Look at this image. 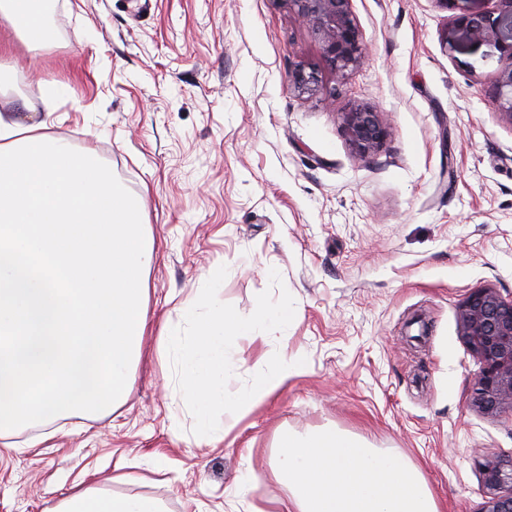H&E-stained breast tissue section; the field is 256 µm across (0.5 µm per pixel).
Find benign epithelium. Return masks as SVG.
<instances>
[{
    "label": "benign epithelium",
    "instance_id": "obj_1",
    "mask_svg": "<svg viewBox=\"0 0 512 512\" xmlns=\"http://www.w3.org/2000/svg\"><path fill=\"white\" fill-rule=\"evenodd\" d=\"M496 16H461L456 23L465 38L493 44L512 58V0H500ZM301 20L315 35L326 66L342 78L363 61L362 35L351 0H289ZM297 96L312 97L322 90L318 72L300 65L290 78ZM493 93L501 113L512 121V64L500 69ZM349 145L355 156L377 154L389 137L380 112L367 104H353L342 113ZM461 336L479 359L481 370L473 384L472 404L486 414L512 412V300L494 289L472 292L459 311ZM482 478L492 491L481 512H512V459L487 460Z\"/></svg>",
    "mask_w": 512,
    "mask_h": 512
}]
</instances>
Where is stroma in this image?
I'll return each mask as SVG.
<instances>
[{"instance_id": "obj_1", "label": "stroma", "mask_w": 512, "mask_h": 512, "mask_svg": "<svg viewBox=\"0 0 512 512\" xmlns=\"http://www.w3.org/2000/svg\"><path fill=\"white\" fill-rule=\"evenodd\" d=\"M53 5L46 51L0 25L10 96L140 198L149 325L126 403L0 438V512H47L79 483L164 512H282L278 436L328 425L413 463L439 512H481L480 466L512 458V415L473 406L458 315L478 289L512 298V123L492 93L507 57L454 20L499 0H352L365 58L342 79L289 0ZM300 64L320 68L317 96L290 90ZM355 102L390 130L366 161L342 123ZM222 265L217 296L241 315L273 268L295 300L285 330L235 341L229 390L276 353L301 367L207 444L160 335ZM119 465L133 481L112 482Z\"/></svg>"}]
</instances>
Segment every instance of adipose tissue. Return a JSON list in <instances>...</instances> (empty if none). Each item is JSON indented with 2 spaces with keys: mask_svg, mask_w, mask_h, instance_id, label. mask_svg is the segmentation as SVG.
<instances>
[{
  "mask_svg": "<svg viewBox=\"0 0 512 512\" xmlns=\"http://www.w3.org/2000/svg\"><path fill=\"white\" fill-rule=\"evenodd\" d=\"M0 20L30 52L54 39L42 0H0ZM140 209L93 155L0 107V434L129 398L154 260ZM278 446L284 512H438L413 465L363 438L323 427ZM51 512L161 507L88 485Z\"/></svg>",
  "mask_w": 512,
  "mask_h": 512,
  "instance_id": "adipose-tissue-1",
  "label": "adipose tissue"
}]
</instances>
